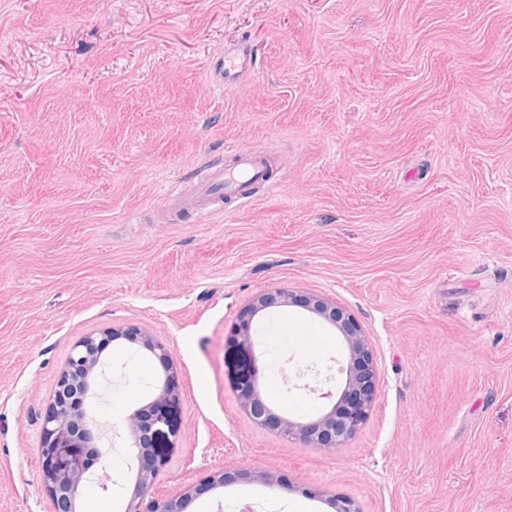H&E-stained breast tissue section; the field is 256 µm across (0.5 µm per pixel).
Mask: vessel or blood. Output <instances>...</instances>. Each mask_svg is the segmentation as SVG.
I'll list each match as a JSON object with an SVG mask.
<instances>
[{
  "label": "vessel or blood",
  "instance_id": "b4317fda",
  "mask_svg": "<svg viewBox=\"0 0 512 512\" xmlns=\"http://www.w3.org/2000/svg\"><path fill=\"white\" fill-rule=\"evenodd\" d=\"M255 63L250 40L239 39L225 47L223 54L217 58L213 78L222 87L238 84L253 73ZM268 173V168L256 156L241 150L237 152L233 166L210 168L201 180L196 195L173 194L169 197V204L181 211L197 208L200 199L214 197L219 187L224 188L228 195L245 199L249 196L252 183L264 180Z\"/></svg>",
  "mask_w": 512,
  "mask_h": 512
}]
</instances>
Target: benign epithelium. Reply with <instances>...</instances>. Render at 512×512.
Masks as SVG:
<instances>
[{
	"mask_svg": "<svg viewBox=\"0 0 512 512\" xmlns=\"http://www.w3.org/2000/svg\"><path fill=\"white\" fill-rule=\"evenodd\" d=\"M275 307H298L322 320L341 337L347 351L345 381L338 399L311 421L277 412L262 389L263 371L253 322ZM118 340L149 355L162 369L148 400L124 421L133 477L124 512H183L185 503L199 491L222 487L227 481L224 470H215L200 484L185 485L166 497L153 495L164 464L161 448L168 445L164 428H172L181 383L173 353L161 337L135 324H115L88 332L73 344L49 396L39 445V476L50 501L48 512H79L82 491L93 483L103 492L112 490V475L99 477L87 459L92 454L102 462L110 454L105 447L109 437L97 420L95 406L103 381L112 373L104 352ZM231 341L239 353L240 376L235 388L240 411L262 428L333 454L356 435L374 407L376 363L370 337L346 308L324 294L289 287L257 292L241 309ZM255 478L269 488L283 487L273 466L256 470Z\"/></svg>",
	"mask_w": 512,
	"mask_h": 512,
	"instance_id": "1",
	"label": "benign epithelium"
}]
</instances>
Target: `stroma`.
Wrapping results in <instances>:
<instances>
[{
  "label": "stroma",
  "mask_w": 512,
  "mask_h": 512,
  "mask_svg": "<svg viewBox=\"0 0 512 512\" xmlns=\"http://www.w3.org/2000/svg\"><path fill=\"white\" fill-rule=\"evenodd\" d=\"M256 65L219 88L215 57ZM240 147L249 199L173 213ZM326 294L371 338L375 406L334 454L239 410L230 336L266 288ZM182 384L157 494L185 512H512V0H0V512H47L40 430L71 346L115 324ZM264 390L311 419L299 371L345 348L297 307L256 323ZM97 412L120 429L161 367L113 342ZM111 492L80 512H122ZM278 467L284 488L246 478ZM255 63L250 40L239 39L235 44L225 47L224 54L217 58L213 78L223 88L236 85L254 72Z\"/></svg>",
  "instance_id": "1"
}]
</instances>
